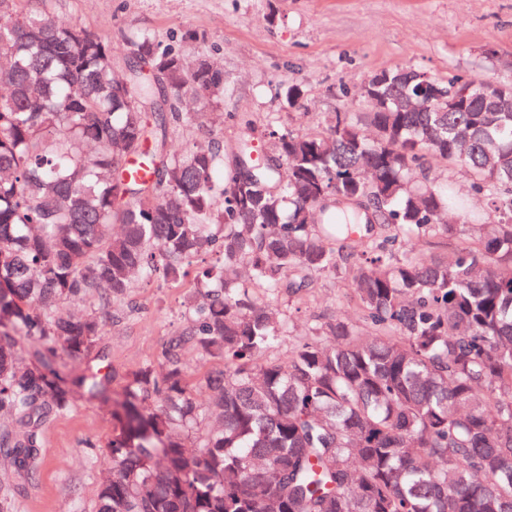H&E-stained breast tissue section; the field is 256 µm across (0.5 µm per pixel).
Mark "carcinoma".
Masks as SVG:
<instances>
[{"mask_svg": "<svg viewBox=\"0 0 512 512\" xmlns=\"http://www.w3.org/2000/svg\"><path fill=\"white\" fill-rule=\"evenodd\" d=\"M0 13V455L34 477L42 426L71 409L50 357L81 363L134 276L193 277L165 371L125 377L95 512H512V84L382 70L360 120L315 135L271 130L270 154L215 133L177 153L170 133L216 111L224 71L148 35L120 66L112 43L8 0ZM428 155L466 171L494 217L442 224L453 189L418 182ZM133 160L149 174L126 176ZM370 211L358 248L339 203ZM463 238L429 257L394 243ZM217 256L212 264L202 256ZM352 284L360 319L329 318L283 358L285 327L257 291L298 299L314 276ZM93 300L78 319L62 300ZM42 345L22 370L14 335ZM223 368L197 382L186 349ZM110 376L73 385L105 393ZM216 426L197 428L196 388ZM194 439L183 453L178 433Z\"/></svg>", "mask_w": 512, "mask_h": 512, "instance_id": "1", "label": "carcinoma"}]
</instances>
